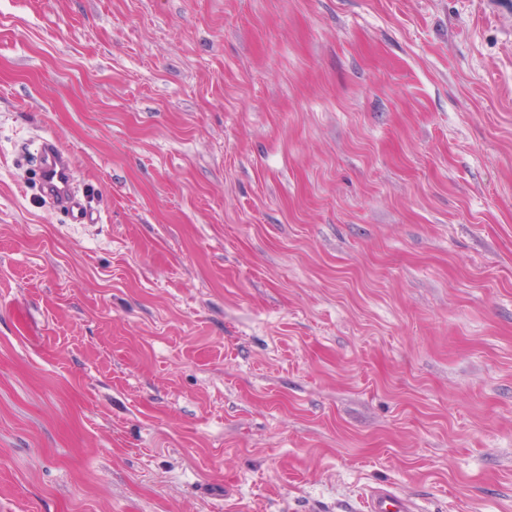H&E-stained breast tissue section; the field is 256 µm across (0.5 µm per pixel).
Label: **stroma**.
Returning <instances> with one entry per match:
<instances>
[{
	"mask_svg": "<svg viewBox=\"0 0 512 512\" xmlns=\"http://www.w3.org/2000/svg\"><path fill=\"white\" fill-rule=\"evenodd\" d=\"M375 487L512 512V0H0V512ZM42 188L46 196L55 202H69L68 212L73 224H81L88 210L72 199L68 163L62 153L50 144L42 151Z\"/></svg>",
	"mask_w": 512,
	"mask_h": 512,
	"instance_id": "obj_1",
	"label": "stroma"
}]
</instances>
